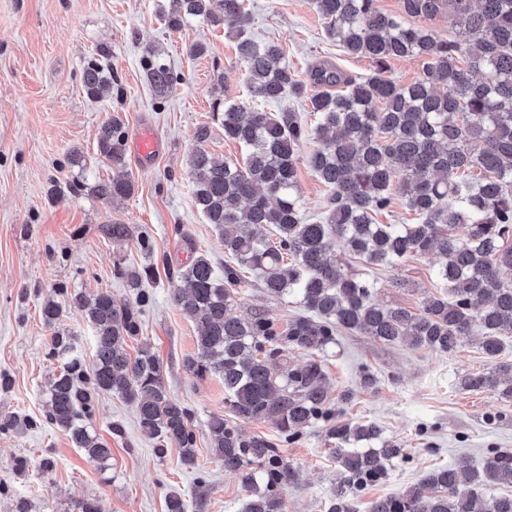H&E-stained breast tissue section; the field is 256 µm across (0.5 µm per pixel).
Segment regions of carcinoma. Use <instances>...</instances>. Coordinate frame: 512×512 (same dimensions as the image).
<instances>
[{
  "instance_id": "cac0c4a2",
  "label": "carcinoma",
  "mask_w": 512,
  "mask_h": 512,
  "mask_svg": "<svg viewBox=\"0 0 512 512\" xmlns=\"http://www.w3.org/2000/svg\"><path fill=\"white\" fill-rule=\"evenodd\" d=\"M327 35L349 55L370 59L374 70L347 76L333 64L311 70L319 92L310 99L313 128L297 113L264 105L301 98L306 84L289 69L283 47L252 35L244 0H169L163 16L178 29L196 18L233 24L253 106L213 104L224 138L245 149L242 159L204 148L209 127L196 131L189 157L193 201L224 239L231 263L219 275L198 255L178 271L184 283L174 301L201 330L186 367L198 378L224 382V402L233 420L215 415L207 435L224 469L240 474L248 491L245 512H284L283 485L297 470L277 445L247 435L238 420L270 422L280 441L322 422L333 439L341 477L327 512H356L353 504L383 482L387 464L404 449L382 437L374 424L336 421L325 387L323 353L341 330L451 354L474 334L489 366L461 380L469 391L489 392L512 402V361L501 360L512 338V0H400V12L377 0H313ZM439 15L465 34L440 41L424 22ZM424 59L423 76L401 85L386 76L392 60ZM142 68L161 98L180 75L150 52ZM88 93L97 96L112 76L90 61L82 71ZM314 140L305 163L328 190L325 222L300 213L298 155ZM125 132L119 116L101 125L98 147L112 164L124 165ZM91 191L107 202L134 191L131 177L99 181ZM401 197L413 224H378L375 215ZM334 236L351 255L378 267L437 253L436 285L414 312L375 301L373 284L344 270L332 255ZM247 270L258 273L272 297L293 296L307 311L285 324L263 312L236 314L230 286ZM135 302L109 292L77 295L73 308L92 324L94 369L85 373L73 355L70 334L55 331L52 354L68 357L49 384L47 419L76 448L104 460L111 449L87 426L95 400L114 393L136 406L141 432L180 449L184 464L195 461L197 436L191 412L170 396L157 356L145 345L136 356L128 341L141 331L139 306L150 301L145 283L152 268L126 269ZM304 351L295 364L288 351ZM492 484L512 486V451L490 448L479 469L440 466L402 492L373 499L368 512H512V494L492 495Z\"/></svg>"
}]
</instances>
